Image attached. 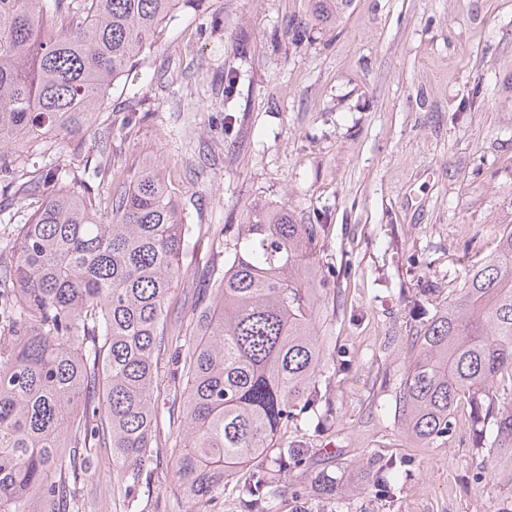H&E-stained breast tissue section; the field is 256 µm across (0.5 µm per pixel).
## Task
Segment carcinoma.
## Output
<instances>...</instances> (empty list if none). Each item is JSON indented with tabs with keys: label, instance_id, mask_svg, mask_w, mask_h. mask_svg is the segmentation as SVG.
Segmentation results:
<instances>
[{
	"label": "carcinoma",
	"instance_id": "1",
	"mask_svg": "<svg viewBox=\"0 0 512 512\" xmlns=\"http://www.w3.org/2000/svg\"><path fill=\"white\" fill-rule=\"evenodd\" d=\"M182 0H0V181L17 205L43 202L18 226L0 263V512H79L78 478L93 449H112L118 491L128 495L151 460L158 425L156 363L172 338L180 393L173 483L194 512H216L237 469V512H272L275 479L313 449L288 441V423L313 409L326 373L316 336L319 269L313 224L283 206L255 202L236 225L224 273L189 318L173 316L168 291L180 275L181 200L164 166L145 162L111 174L109 220L101 198L64 184L46 165L13 188L29 154L80 146L103 112L112 83L129 71ZM353 0H308L295 32L330 28ZM416 355L395 405L409 437L448 433L467 397L474 447L488 448L512 493V228L451 301L416 333ZM496 428L490 445L484 426ZM400 468L378 462L355 492L382 495ZM335 512L324 473L316 485Z\"/></svg>",
	"mask_w": 512,
	"mask_h": 512
}]
</instances>
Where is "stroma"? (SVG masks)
<instances>
[{
  "mask_svg": "<svg viewBox=\"0 0 512 512\" xmlns=\"http://www.w3.org/2000/svg\"><path fill=\"white\" fill-rule=\"evenodd\" d=\"M304 10L303 0L176 9L110 89L112 128L95 126L82 150L61 143L51 158L33 156L24 173L49 160L105 197L109 170L162 162L199 227L168 295L187 315L223 272L250 202L316 226L317 334L330 371L315 413L288 427L317 454L280 476L277 512H322L316 466L362 485L387 458L403 462L393 500L356 495L343 512H504L512 495L480 467L468 402L452 433L416 447L395 395L423 313L450 300L512 226V0H354L336 27L299 41L291 20ZM475 91L481 106L460 110ZM158 367L156 457L129 498L113 489L111 449H95L80 482L85 512H190L170 473L171 351ZM318 413L332 414L330 430H315Z\"/></svg>",
  "mask_w": 512,
  "mask_h": 512,
  "instance_id": "35a3bbf8",
  "label": "stroma"
}]
</instances>
